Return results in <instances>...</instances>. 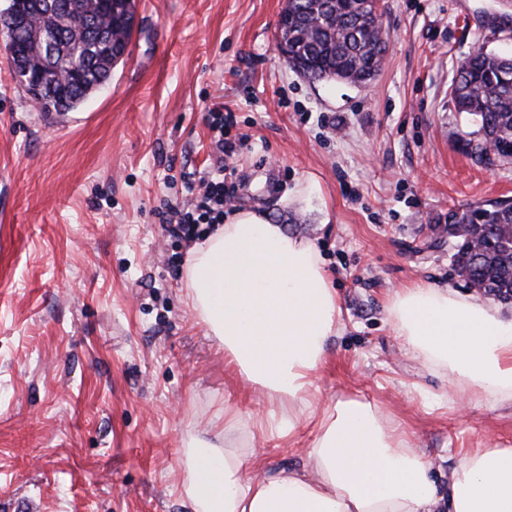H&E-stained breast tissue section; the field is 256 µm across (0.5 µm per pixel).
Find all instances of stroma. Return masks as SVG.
Masks as SVG:
<instances>
[{"instance_id":"35a3bbf8","label":"stroma","mask_w":512,"mask_h":512,"mask_svg":"<svg viewBox=\"0 0 512 512\" xmlns=\"http://www.w3.org/2000/svg\"><path fill=\"white\" fill-rule=\"evenodd\" d=\"M284 0H138L106 90L45 112L10 76L0 35V512H190L179 450L249 407L187 304L157 213L217 170L208 127L241 141L234 210L312 240L337 289L323 404L359 395L409 431L446 481L449 449L512 448V401L430 410L445 378L408 357L386 314L422 280L462 292L449 209L512 198V163L477 162L448 86L475 45L512 53V0H380L389 51L370 87L312 83L278 54Z\"/></svg>"}]
</instances>
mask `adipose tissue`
Returning a JSON list of instances; mask_svg holds the SVG:
<instances>
[{"label": "adipose tissue", "instance_id": "1", "mask_svg": "<svg viewBox=\"0 0 512 512\" xmlns=\"http://www.w3.org/2000/svg\"><path fill=\"white\" fill-rule=\"evenodd\" d=\"M184 286L226 363L268 401L259 412L219 410L223 445L184 448L192 512H512V448L465 452L442 486L379 404L346 396L318 409L315 380L340 306L313 242L234 212L193 243ZM387 314L408 353L448 380L439 405L512 401V321L493 306L419 281L394 291ZM308 424L304 464L269 472L254 437L289 440Z\"/></svg>", "mask_w": 512, "mask_h": 512}]
</instances>
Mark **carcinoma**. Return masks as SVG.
Instances as JSON below:
<instances>
[{"instance_id":"carcinoma-1","label":"carcinoma","mask_w":512,"mask_h":512,"mask_svg":"<svg viewBox=\"0 0 512 512\" xmlns=\"http://www.w3.org/2000/svg\"><path fill=\"white\" fill-rule=\"evenodd\" d=\"M303 10L289 23L293 59L300 61L309 80L331 79L358 86L369 84L382 68L384 55L362 51L371 45L388 49L387 32L375 0H293ZM135 0H11L12 25H3L11 55L24 54L25 65L11 72L44 112L62 111L61 98L34 81L40 64V43L49 37L57 45L52 74H80L68 90L70 108L83 102L115 65L112 27L128 46L132 30L127 16ZM457 108L477 123L479 140L471 155L484 164L512 163V55L489 52L482 45L459 61L450 85ZM448 223L464 224L468 235L451 238V264L470 279L486 282L497 299L512 298V252L500 238L512 226V200L468 202L448 212Z\"/></svg>"}]
</instances>
